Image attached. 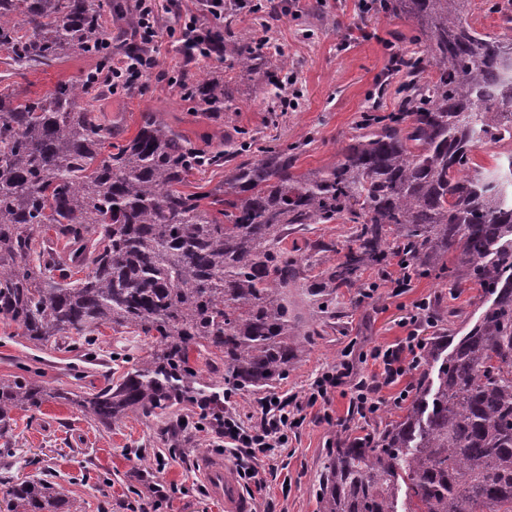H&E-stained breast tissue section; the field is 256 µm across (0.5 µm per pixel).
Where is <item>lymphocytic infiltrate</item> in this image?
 <instances>
[{"instance_id":"obj_1","label":"lymphocytic infiltrate","mask_w":512,"mask_h":512,"mask_svg":"<svg viewBox=\"0 0 512 512\" xmlns=\"http://www.w3.org/2000/svg\"><path fill=\"white\" fill-rule=\"evenodd\" d=\"M434 319L427 300L414 303L406 319L407 334L398 342L374 347L370 356L377 370L367 379H354L352 364L342 361L322 370L303 394H289L275 399H259L261 420L255 424L244 423L235 413L225 412L223 419L213 420L210 429L233 454L237 471L249 485H260V463L272 460L277 449L285 447L288 432L304 420L305 409L316 404H328L331 394L340 387H349L350 404L358 413L375 414L383 399L382 388L396 385L407 379L419 365L424 338L422 326L433 324Z\"/></svg>"}]
</instances>
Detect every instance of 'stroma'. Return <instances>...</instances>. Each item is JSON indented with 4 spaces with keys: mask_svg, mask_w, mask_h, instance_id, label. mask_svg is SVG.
Instances as JSON below:
<instances>
[{
    "mask_svg": "<svg viewBox=\"0 0 512 512\" xmlns=\"http://www.w3.org/2000/svg\"><path fill=\"white\" fill-rule=\"evenodd\" d=\"M288 15L280 21L264 12L241 10L232 24L238 37L269 40L288 58V73L298 105L279 124H272L267 95L258 83L242 81L235 87L239 107L233 122L191 111L177 90L152 75L129 93L101 92L97 102L106 120L119 123L125 138H132L145 107L156 108L165 120L197 147L221 137L228 127L259 132L260 146L303 142L297 172L320 168L335 158L352 134L363 112L377 107L394 111L398 104L393 85L381 90L391 57L407 49L412 36L410 21L385 13L363 10L361 0H285ZM159 15L154 47L160 68L169 74L186 68L170 28L174 9L170 0H156ZM94 57L73 55L26 77L15 78L24 95L45 94L57 81L93 70ZM363 287L341 289L336 295V318L325 326L304 354L275 382L272 393H302L323 369L349 360L356 374L375 371L364 355L375 346L397 342L406 334L399 321L413 302L427 299L449 332L477 310L481 291L467 284L450 289L432 276L413 277L401 294H393L378 270H367ZM145 337L111 326H101L96 360L87 362L66 345L35 347L15 324L0 319V377L25 375L49 386H66L77 393L120 380L134 361L144 358ZM397 387L383 388L384 402L367 417L350 411L348 396L335 391L327 405L307 409L303 424L288 433V444L271 463L262 465L264 485L251 498L252 512H317L315 490L328 448L346 436L364 435L381 418H397L401 405ZM331 421H324V414ZM16 420L5 434L13 455L0 459V490L20 479L51 475L60 491L75 499L81 512H224L206 490L198 462L221 450L210 432H186L183 447L173 448L155 421L137 415L124 418L111 430L99 429L74 405L49 402L40 412L14 411ZM151 471L145 481L143 471ZM167 493L156 503L151 484Z\"/></svg>",
    "mask_w": 512,
    "mask_h": 512,
    "instance_id": "obj_1",
    "label": "stroma"
}]
</instances>
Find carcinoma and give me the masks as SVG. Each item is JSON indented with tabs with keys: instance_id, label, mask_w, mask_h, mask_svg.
<instances>
[{
	"instance_id": "carcinoma-1",
	"label": "carcinoma",
	"mask_w": 512,
	"mask_h": 512,
	"mask_svg": "<svg viewBox=\"0 0 512 512\" xmlns=\"http://www.w3.org/2000/svg\"><path fill=\"white\" fill-rule=\"evenodd\" d=\"M236 7L206 29L210 58L250 79L286 68L260 42L224 39ZM484 7L501 32L471 22L472 0H380L376 10L412 22L418 45L392 60L405 77L398 109L363 113L333 163L301 174L300 142L258 158L241 130L200 149L152 108L123 139L96 106L99 71L34 98L0 85V316L36 346L64 336L85 358L103 325L154 339L122 381L83 395L0 378V433L13 411L58 401L107 430L130 413L152 418L174 439L224 415L225 394L284 376L317 322L336 318L337 291L395 258L417 276L471 283L484 302L454 335L426 343L405 415L328 449L318 512H512V150L491 168L475 161L484 144L512 145V0ZM134 12L125 0H0V64L21 75L76 53L107 68L136 58ZM116 14L127 27L114 39ZM179 88L195 112L238 111L211 71ZM213 167L227 169L224 185L183 190ZM338 220L350 224L343 246L286 245L290 230ZM193 351L224 371L197 367ZM0 502L78 512L43 478L7 487Z\"/></svg>"
}]
</instances>
